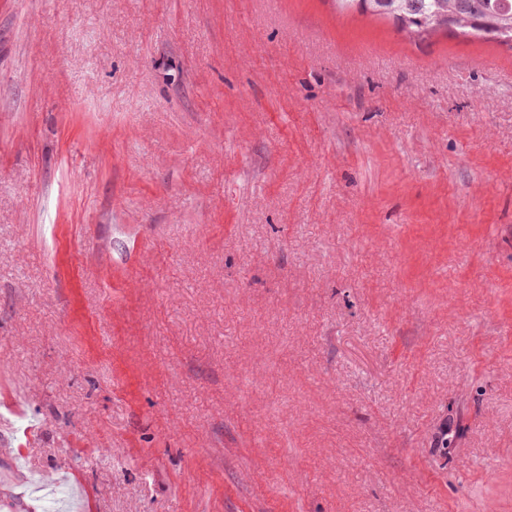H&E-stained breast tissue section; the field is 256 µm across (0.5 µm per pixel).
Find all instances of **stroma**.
<instances>
[{"label": "stroma", "mask_w": 512, "mask_h": 512, "mask_svg": "<svg viewBox=\"0 0 512 512\" xmlns=\"http://www.w3.org/2000/svg\"><path fill=\"white\" fill-rule=\"evenodd\" d=\"M0 414V512H512V49L0 0Z\"/></svg>", "instance_id": "35a3bbf8"}]
</instances>
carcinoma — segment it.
Masks as SVG:
<instances>
[{
	"label": "carcinoma",
	"instance_id": "obj_1",
	"mask_svg": "<svg viewBox=\"0 0 512 512\" xmlns=\"http://www.w3.org/2000/svg\"><path fill=\"white\" fill-rule=\"evenodd\" d=\"M342 10L384 16L421 37L437 30L512 46V0H336Z\"/></svg>",
	"mask_w": 512,
	"mask_h": 512
}]
</instances>
